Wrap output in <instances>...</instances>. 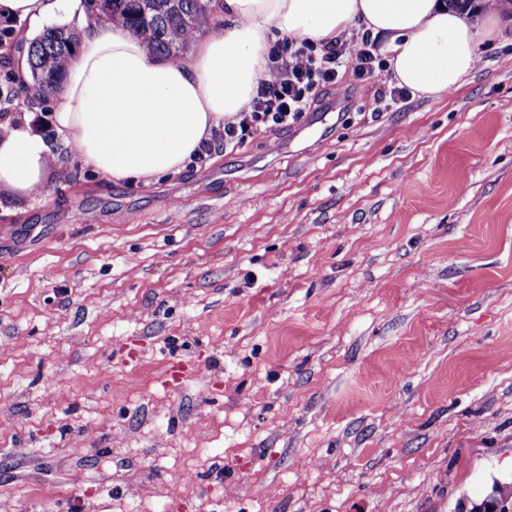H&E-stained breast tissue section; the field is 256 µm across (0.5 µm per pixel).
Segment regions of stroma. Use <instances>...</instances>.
<instances>
[{
  "label": "stroma",
  "mask_w": 512,
  "mask_h": 512,
  "mask_svg": "<svg viewBox=\"0 0 512 512\" xmlns=\"http://www.w3.org/2000/svg\"><path fill=\"white\" fill-rule=\"evenodd\" d=\"M0 92L48 139L53 98ZM151 184L0 186V512H512V29Z\"/></svg>",
  "instance_id": "35a3bbf8"
}]
</instances>
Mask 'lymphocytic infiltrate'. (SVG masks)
<instances>
[{"mask_svg": "<svg viewBox=\"0 0 512 512\" xmlns=\"http://www.w3.org/2000/svg\"><path fill=\"white\" fill-rule=\"evenodd\" d=\"M357 39L360 48L355 53L341 40L313 42L286 36L276 41L268 52L276 80L259 81L249 106L213 132L210 142L194 154V162L205 163L214 144L233 151L258 135L296 127L322 95L340 87L345 72H352L361 84L387 70L369 32L358 34Z\"/></svg>", "mask_w": 512, "mask_h": 512, "instance_id": "obj_1", "label": "lymphocytic infiltrate"}]
</instances>
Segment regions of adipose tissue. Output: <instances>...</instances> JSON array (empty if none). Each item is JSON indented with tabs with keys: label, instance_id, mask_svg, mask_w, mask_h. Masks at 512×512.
Listing matches in <instances>:
<instances>
[{
	"label": "adipose tissue",
	"instance_id": "adipose-tissue-1",
	"mask_svg": "<svg viewBox=\"0 0 512 512\" xmlns=\"http://www.w3.org/2000/svg\"><path fill=\"white\" fill-rule=\"evenodd\" d=\"M507 0H487L483 18L442 0H212L211 31L182 59L151 53L124 25L89 20L86 0H0V18L35 33L49 19L81 21L52 113L57 141L29 114L0 116V184L39 193L53 145L115 181L180 172L203 141L248 106L269 79L273 32L328 41L362 23L382 43L393 78L437 98L473 72L498 30Z\"/></svg>",
	"mask_w": 512,
	"mask_h": 512
}]
</instances>
